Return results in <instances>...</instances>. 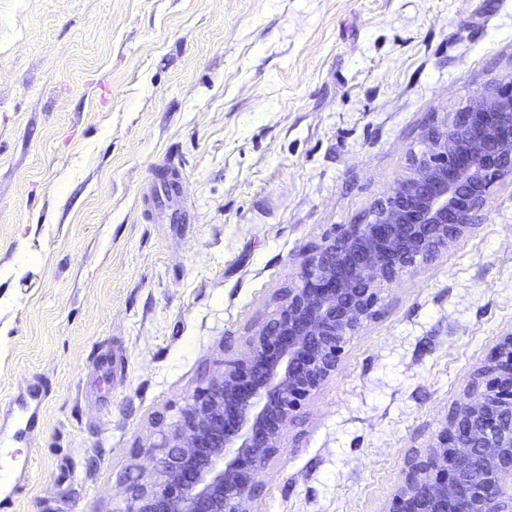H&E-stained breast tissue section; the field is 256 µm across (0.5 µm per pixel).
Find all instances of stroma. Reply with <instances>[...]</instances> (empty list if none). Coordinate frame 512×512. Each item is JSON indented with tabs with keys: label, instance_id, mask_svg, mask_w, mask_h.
<instances>
[{
	"label": "stroma",
	"instance_id": "stroma-1",
	"mask_svg": "<svg viewBox=\"0 0 512 512\" xmlns=\"http://www.w3.org/2000/svg\"><path fill=\"white\" fill-rule=\"evenodd\" d=\"M511 83L512 0H0V512H123L302 259ZM168 158L184 224L143 212ZM510 333L512 178L382 290L247 512H384Z\"/></svg>",
	"mask_w": 512,
	"mask_h": 512
}]
</instances>
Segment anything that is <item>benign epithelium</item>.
I'll list each match as a JSON object with an SVG mask.
<instances>
[{
    "label": "benign epithelium",
    "instance_id": "benign-epithelium-1",
    "mask_svg": "<svg viewBox=\"0 0 512 512\" xmlns=\"http://www.w3.org/2000/svg\"><path fill=\"white\" fill-rule=\"evenodd\" d=\"M429 153L365 224H341L301 262L248 352L194 396L157 447L156 478L128 489L123 512H245L256 475L279 452L304 402L334 373L379 290L483 218L512 176V94L491 91L430 135ZM512 333L427 452L405 463L383 512H512Z\"/></svg>",
    "mask_w": 512,
    "mask_h": 512
}]
</instances>
